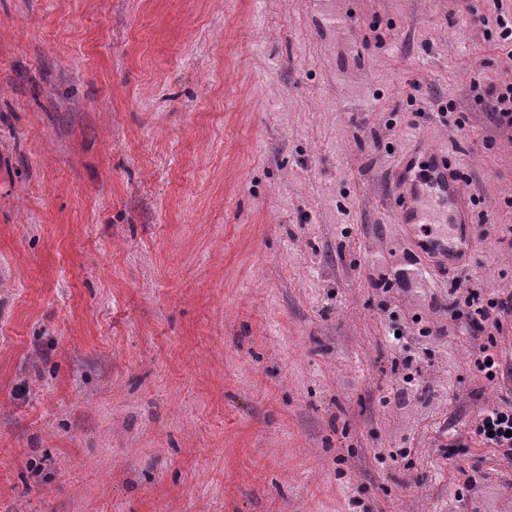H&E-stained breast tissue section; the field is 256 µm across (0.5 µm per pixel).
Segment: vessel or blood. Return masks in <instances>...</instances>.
<instances>
[{"label": "vessel or blood", "instance_id": "obj_1", "mask_svg": "<svg viewBox=\"0 0 512 512\" xmlns=\"http://www.w3.org/2000/svg\"><path fill=\"white\" fill-rule=\"evenodd\" d=\"M388 180L397 223L448 224L447 231L417 238L416 247L449 272L464 269L474 238V200L463 188L459 160L415 136L390 168Z\"/></svg>", "mask_w": 512, "mask_h": 512}]
</instances>
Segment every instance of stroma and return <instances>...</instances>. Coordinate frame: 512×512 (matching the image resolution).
Instances as JSON below:
<instances>
[{
  "label": "stroma",
  "mask_w": 512,
  "mask_h": 512,
  "mask_svg": "<svg viewBox=\"0 0 512 512\" xmlns=\"http://www.w3.org/2000/svg\"><path fill=\"white\" fill-rule=\"evenodd\" d=\"M334 7L0 0V512H512V0ZM413 132L476 231L401 287ZM497 112L495 118L498 126L512 130V84L507 85L501 91L495 90ZM467 304L473 308L469 312L471 323L487 327L491 325L495 329H499L501 321L498 315L512 314V293L506 295L505 298L496 296L485 299L480 294L471 292L467 297ZM475 433L480 442L487 448H496L506 459L512 460V435L505 436L507 431L512 432V404L493 406L483 409L474 425ZM494 432L492 437L488 432Z\"/></svg>",
  "instance_id": "1"
}]
</instances>
